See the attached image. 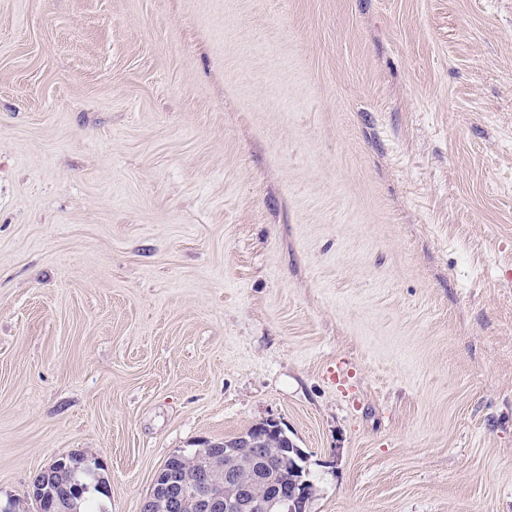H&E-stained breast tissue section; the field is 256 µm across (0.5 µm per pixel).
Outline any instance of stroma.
Listing matches in <instances>:
<instances>
[{
	"label": "stroma",
	"mask_w": 512,
	"mask_h": 512,
	"mask_svg": "<svg viewBox=\"0 0 512 512\" xmlns=\"http://www.w3.org/2000/svg\"><path fill=\"white\" fill-rule=\"evenodd\" d=\"M265 419L306 512H512V0H0V506ZM67 455L55 459L37 476L44 474L49 476L51 468L60 467L65 463ZM43 479L44 476H41ZM53 479V483H52ZM72 480L80 483L84 491L77 497V506L75 512H104L96 510L94 505L98 506V497L107 496L99 490V484L104 483L99 476L96 468H92L89 459L84 454H76L66 459V466L57 469L53 477H49L47 488H51L56 494L65 492L66 489L72 493Z\"/></svg>",
	"instance_id": "35a3bbf8"
}]
</instances>
